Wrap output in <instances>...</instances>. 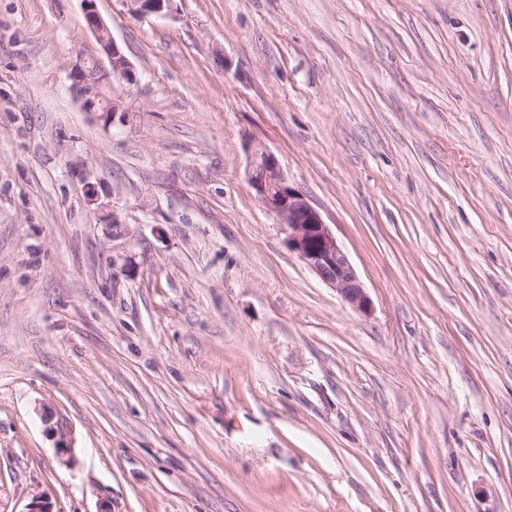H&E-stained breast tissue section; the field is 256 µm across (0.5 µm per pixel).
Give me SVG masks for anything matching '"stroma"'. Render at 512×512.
Returning a JSON list of instances; mask_svg holds the SVG:
<instances>
[{
    "instance_id": "1",
    "label": "stroma",
    "mask_w": 512,
    "mask_h": 512,
    "mask_svg": "<svg viewBox=\"0 0 512 512\" xmlns=\"http://www.w3.org/2000/svg\"><path fill=\"white\" fill-rule=\"evenodd\" d=\"M96 5L121 120L80 0H0V512H512V0ZM85 21V27L94 36L98 53L97 60L99 90H104L112 84V78L122 79L128 84L136 82L133 67L118 43L112 37V33L100 16L96 8V0H80ZM172 0H124L129 12L136 17H148L163 13ZM85 70L90 79H93L97 73L96 66L92 62H89L86 65V59H82V58L77 60L76 63L72 66V68L70 70V77L73 81L74 87L76 88V90L78 91V93L81 97L84 108L89 112H103L106 115L110 114V115H112V121H113L115 119L117 112H119V107L114 102H112L110 111L108 109L101 110L99 108V107L106 106L108 102H106V100L103 98L102 95L100 98H99V96L95 97V95L93 94V91L88 89L87 82L84 78ZM97 99H98V103H97ZM98 104H99V107H98ZM248 182L259 202L276 214L289 250L352 309L366 313L371 300L320 211L290 185L277 157L264 147L251 150Z\"/></svg>"
}]
</instances>
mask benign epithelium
<instances>
[{
  "instance_id": "1",
  "label": "benign epithelium",
  "mask_w": 512,
  "mask_h": 512,
  "mask_svg": "<svg viewBox=\"0 0 512 512\" xmlns=\"http://www.w3.org/2000/svg\"><path fill=\"white\" fill-rule=\"evenodd\" d=\"M136 17L163 13L171 0H124ZM85 27L94 36L99 89L103 90L118 78L129 84L136 82L133 67L96 8V0H81ZM86 60L79 59L70 70L73 85L84 108L98 112L97 97L84 78ZM248 182L259 202L276 214L286 233L288 249L324 283L333 287L352 309L366 313L371 300L344 250L323 220L320 211L299 189L290 185L277 157L264 147L251 150L247 170Z\"/></svg>"
}]
</instances>
